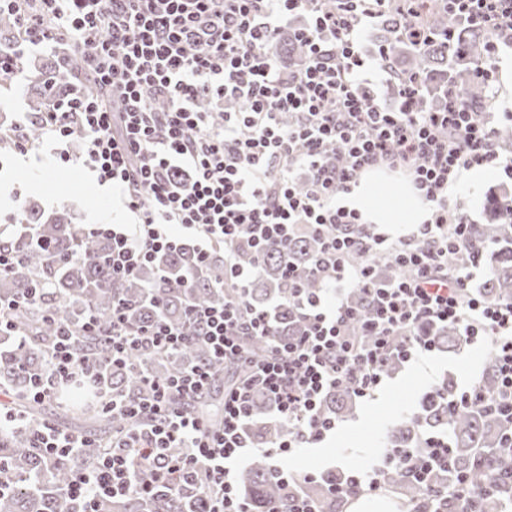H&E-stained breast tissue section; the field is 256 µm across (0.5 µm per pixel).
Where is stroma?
<instances>
[{
    "mask_svg": "<svg viewBox=\"0 0 512 512\" xmlns=\"http://www.w3.org/2000/svg\"><path fill=\"white\" fill-rule=\"evenodd\" d=\"M54 148V142L44 136L27 156L19 157L10 142L0 141V230L21 204L32 199L48 213L68 207L79 224L131 223L118 191L98 184L84 165L83 144H70L66 162ZM505 188L512 190V179L497 171L478 189L458 185L448 204L471 223L481 224L488 195ZM490 350V345L477 342L451 351L438 350L431 359L403 364L398 373L384 378L372 396L358 400L352 414L339 421L335 432L323 442L298 449L288 461L289 468L325 474L349 466L367 467L385 448L387 430L400 419L420 413L430 382L450 378L462 387L478 383Z\"/></svg>",
    "mask_w": 512,
    "mask_h": 512,
    "instance_id": "obj_1",
    "label": "stroma"
}]
</instances>
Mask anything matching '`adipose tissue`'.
I'll use <instances>...</instances> for the list:
<instances>
[{"mask_svg":"<svg viewBox=\"0 0 512 512\" xmlns=\"http://www.w3.org/2000/svg\"><path fill=\"white\" fill-rule=\"evenodd\" d=\"M386 178L387 173L381 168L367 172L352 190L349 197L351 207L358 210L368 224L423 223L428 211L409 182H398V199L394 206L385 207L377 202L376 189Z\"/></svg>","mask_w":512,"mask_h":512,"instance_id":"obj_1","label":"adipose tissue"}]
</instances>
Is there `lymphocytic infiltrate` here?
I'll return each instance as SVG.
<instances>
[{
  "instance_id": "f902f5d3",
  "label": "lymphocytic infiltrate",
  "mask_w": 512,
  "mask_h": 512,
  "mask_svg": "<svg viewBox=\"0 0 512 512\" xmlns=\"http://www.w3.org/2000/svg\"><path fill=\"white\" fill-rule=\"evenodd\" d=\"M390 0H0L16 17L26 44L50 46L69 34L101 93L74 95L36 117L68 159L67 146L82 137L84 161L104 184L119 189L133 225H92L112 242V273L136 276L157 254L191 247L198 264L224 251V304L188 305L195 327L187 334L165 319L130 327L124 303L112 308L105 335L108 363L130 350L173 352L195 340L207 360L174 381L142 375L146 396L103 391L101 406L126 421L125 440L89 469L74 468L68 493L95 512L104 497L147 493L179 477L200 480L208 512H249L234 466L251 450L246 430L253 397L265 395L287 436L265 451L284 487L303 476L286 463L294 449L322 441L335 429L326 394L345 386L372 395L390 356L408 362L434 352L422 323L455 324L466 343L494 348L498 411L512 417V299L489 303L468 282L482 261L467 259L449 274L448 259L461 253L468 220L448 206L460 171L512 160L498 150L496 128L448 90L440 112L390 111L358 78L365 61L358 36L387 14ZM458 10L480 25L512 36V0H459ZM304 15L294 35L306 49L300 67H281L272 45L283 19ZM209 110H202L200 95ZM295 114V123L285 115ZM404 169L425 201L429 217L395 240L360 233L361 216L347 196L368 168ZM308 172L298 187L296 169ZM301 226L324 245L306 268H290L288 298L301 327L281 342L268 309L247 301L254 268L237 263L235 248L248 241L256 259L274 243H287ZM357 252L391 256L405 274L379 284L370 265L351 262ZM317 276L321 288L302 283ZM361 289L355 309L346 294ZM95 318L82 327L60 326L47 353L46 371L31 390L39 402L59 398L73 382L96 387L100 363L75 348L78 332H97ZM245 336H262L270 353L255 363L242 348ZM237 361L240 374L224 384L223 419L209 429L195 414L171 405L172 394L191 399L207 391L217 365ZM426 448L384 449L369 470L344 472L341 488L378 491L385 471L406 469L430 488L434 467L448 465V438L430 436Z\"/></svg>"
}]
</instances>
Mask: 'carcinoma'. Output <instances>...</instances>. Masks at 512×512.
<instances>
[{"label": "carcinoma", "instance_id": "obj_1", "mask_svg": "<svg viewBox=\"0 0 512 512\" xmlns=\"http://www.w3.org/2000/svg\"><path fill=\"white\" fill-rule=\"evenodd\" d=\"M409 9L416 15L415 24L402 32L396 30ZM18 34L14 16L0 15V61L4 64L0 88L11 83L8 71L16 66L17 58L10 54V44ZM496 39L498 34L474 25L453 8L451 0H413L392 5L383 21L378 53L382 65L392 71L395 84L410 76L414 78L413 92L406 98L412 110L429 111L433 108L430 99L443 97L451 85L470 101L475 111L483 112L490 100V90L476 80L474 69L487 44ZM283 52L288 54L289 64L294 65L301 60L304 49L296 40L279 37L274 53L278 56ZM25 68L26 92L35 113L51 111L52 103L65 94L94 89L79 58L73 55L67 59L30 61ZM508 200L505 192L489 196L486 222L469 225L468 247L482 252L487 264L480 295L489 303L512 297V222L502 214V206ZM21 210L25 227L0 242V251L20 259L11 271L0 275V301L9 303L31 297L26 309L0 328V339L9 341L8 346L0 349V384L14 390V411L24 419L20 425L0 430V471L11 482L9 488L0 490V512H78V502L67 492L73 461L67 457L49 460L33 447V432L44 424V413L43 405L29 398L31 381L42 374L47 351L56 335V323L78 326L92 315L107 329L113 302L122 298L133 327L163 316L187 328V300L198 305L224 303V289L216 287L224 279V251H215L207 267L200 271L193 270L188 248L163 253L137 277L114 280L112 270L102 261L108 240L90 235L84 225L73 221L67 208L47 215L31 200ZM319 245V238L306 232L286 246H269L251 282V305L265 307L271 300L277 302L271 309V319L284 340L296 330L284 272L292 264L308 265ZM352 261L371 264L382 279H394L401 274L394 260L384 254L360 253ZM162 274L169 277L168 284L148 291ZM188 274L192 275V287L185 290L177 281ZM421 331L441 348L454 349L462 344L451 325L424 322ZM77 350L88 356L105 357L110 347L90 333L78 336ZM203 359L202 349L192 344L169 356L134 350L129 364L111 365L103 371L101 387L137 397L144 392L138 367H149L155 376L166 379ZM480 386L489 396L498 393L492 353L486 359ZM81 402L79 417L89 426H70L64 431L82 433L101 444L85 457V462L90 463L94 456L112 450V442L120 438L124 422L120 416L93 404L88 395L82 396ZM353 409L354 399L345 387L331 392L323 402L325 414L338 419L347 417ZM270 413L264 398L257 397L248 433L258 447L271 446L288 434V422L272 419ZM435 430L450 436L454 460L452 468L440 473L436 491H445L459 477L482 486L505 471L501 463L503 436L512 431V422L503 420L491 407L451 412L448 401L438 399L420 414L402 419L390 428L388 445L404 451L416 450L423 447L424 433ZM335 481L334 474L306 481L299 485V492L319 500L322 512H336V498L329 490ZM385 481L401 489L407 499L423 500L422 492L407 472L393 468L387 472ZM239 492L251 512H289L283 486L262 455L252 457L240 471ZM207 508L203 488L191 480L170 488L157 485L146 495L107 498L97 506L98 512H207Z\"/></svg>", "mask_w": 512, "mask_h": 512}]
</instances>
